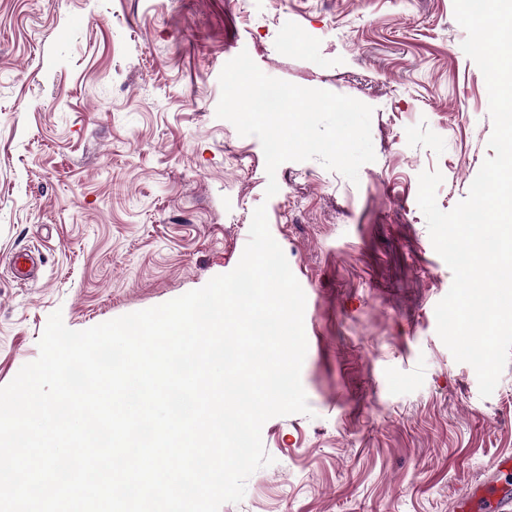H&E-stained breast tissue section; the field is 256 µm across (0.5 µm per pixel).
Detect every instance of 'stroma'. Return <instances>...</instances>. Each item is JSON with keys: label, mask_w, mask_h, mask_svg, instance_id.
<instances>
[{"label": "stroma", "mask_w": 512, "mask_h": 512, "mask_svg": "<svg viewBox=\"0 0 512 512\" xmlns=\"http://www.w3.org/2000/svg\"><path fill=\"white\" fill-rule=\"evenodd\" d=\"M465 38L453 0H0V386L54 311L85 330L232 271L262 205L306 296L311 412L265 422L274 462L220 512H453L512 452V362L484 398L439 338L453 275L417 203L437 170L452 210L494 154ZM243 51L372 107L358 182L317 159L267 175L216 116Z\"/></svg>", "instance_id": "stroma-1"}]
</instances>
